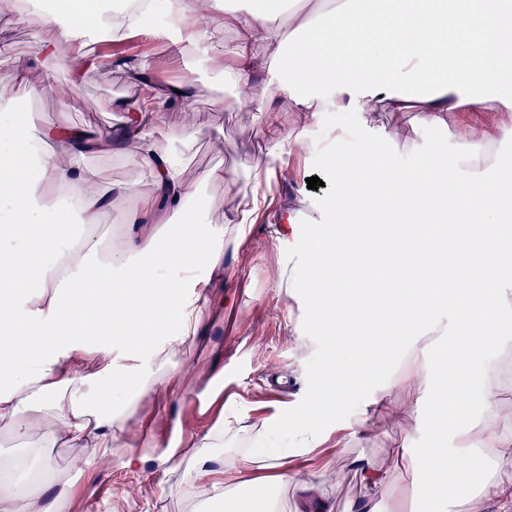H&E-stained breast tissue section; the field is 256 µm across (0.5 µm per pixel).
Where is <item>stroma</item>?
Instances as JSON below:
<instances>
[{
    "mask_svg": "<svg viewBox=\"0 0 512 512\" xmlns=\"http://www.w3.org/2000/svg\"><path fill=\"white\" fill-rule=\"evenodd\" d=\"M48 37L38 24L20 21L14 13H0V79L22 74L28 82L49 84L37 97L18 88L24 103L19 112L22 122L38 129L74 127L101 135L120 130L135 101L137 80L129 75L103 82L89 70L79 85H72L62 65L70 54L67 42H56L48 57L33 53L35 44ZM152 61L150 76L156 83L179 79L194 83L189 111L163 107L161 122L165 129L188 123L196 132L186 162L187 179L199 181L213 167L224 169V183L202 184L206 204L197 209V218L204 221L211 212L230 213L242 207L255 189V158L284 137L299 135L307 149L279 155L277 163L287 177L276 186L280 201L292 207L299 222L285 231L277 215H270L265 223L248 229L238 251L225 252L230 275L214 283L199 334L173 355L186 379L170 385L164 405L143 400L128 434L111 447L70 448L60 443L44 449L54 473L72 481L76 512H202L204 491L187 495L180 490L195 450L176 444L177 430L204 433L227 419L247 427L295 412L311 398L316 374L330 353L329 343L315 326L307 254L316 223L328 217L333 187L326 184L311 190L306 180L326 178V149L356 146L359 113L327 112L310 124L301 113L285 110L279 126L262 135L256 118L233 114L231 89L206 64L189 55L176 57L166 46L153 53ZM72 88L80 100L76 107L68 94ZM380 121L395 140L388 158L399 168L419 161L418 153L405 148V141L424 145L442 137L416 109L386 112ZM274 376L280 382L276 391L268 386ZM387 377L393 388L384 402L366 405V430L332 431L321 448L301 447L290 437L283 441L289 474L310 480L319 495L334 502L335 512H351L353 504L368 495L379 512L421 510L415 458L410 454L428 437L426 427L410 418L418 385L407 364H394ZM130 447L141 459L133 470L122 466ZM90 458L97 459V471L84 470L83 463ZM360 458L382 472L385 481L380 492H367L356 464Z\"/></svg>",
    "mask_w": 512,
    "mask_h": 512,
    "instance_id": "obj_1",
    "label": "stroma"
}]
</instances>
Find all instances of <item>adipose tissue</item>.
Wrapping results in <instances>:
<instances>
[{
  "mask_svg": "<svg viewBox=\"0 0 512 512\" xmlns=\"http://www.w3.org/2000/svg\"><path fill=\"white\" fill-rule=\"evenodd\" d=\"M146 8L126 11L119 24L106 20L103 0H55L26 20L69 43L66 65L80 83L97 58L88 34L113 27L142 30ZM283 26L280 13L263 4L240 12L226 0H181L163 30L172 52L191 48L237 89L234 108L259 115L261 130L278 127L280 114L267 96H287L289 108L319 121L331 110H353L362 119L357 148L327 152L324 167L334 184L329 217L318 226L308 252L316 328L336 348L319 370L313 398L294 415L262 420L258 435L301 424L298 439L313 448L331 426L347 421L345 407L369 396L390 365L413 356V339L451 316L448 342L432 357L415 359L417 413L429 436L417 451L425 512H448L460 490L470 497L512 501V482L478 481L476 467L447 464L449 437L456 453L479 448L497 463H512V407L497 403L499 373L488 360L512 318L503 316L512 288V153L495 146L512 141V124L468 135L448 126L451 112L486 104L512 114V0H304ZM236 38L225 43V28ZM281 51L287 84L250 92V76L262 69V48ZM144 79L143 94L115 136L137 176L117 185L133 198L123 232L102 243L91 229L111 205L98 189L88 156L103 139L76 129L46 127L31 134L18 121L14 97L0 94V428L27 448L106 444L125 432L137 400L163 399L149 368L196 336L210 303L211 280L224 276V252L240 247L245 228L269 210L263 187L280 178L282 150L302 152L301 138L274 143L254 166L259 187L250 209L202 223L191 217L198 187L186 181L184 161L171 144L192 148L190 126L155 132L165 105L186 106L191 83L168 88L147 82L151 65H125ZM420 106L428 126L443 130L451 149L430 144L421 165L396 168L387 161L391 137L381 112ZM66 188L71 203L48 206L43 189ZM180 220L170 225L168 214ZM207 269L199 277L184 265L186 253ZM182 269L161 278L157 262ZM101 370L84 374L89 355ZM489 416L482 427L463 428L468 404ZM224 443L212 430L196 443L187 486L206 484L212 512H280L271 484L293 498L289 512H334L311 496L313 485L278 473L275 455L259 448L240 454L236 468L216 473L211 449ZM260 465L270 479L244 480ZM27 467L10 460L0 479V512H75L70 480L55 477L23 495Z\"/></svg>",
  "mask_w": 512,
  "mask_h": 512,
  "instance_id": "1",
  "label": "adipose tissue"
}]
</instances>
